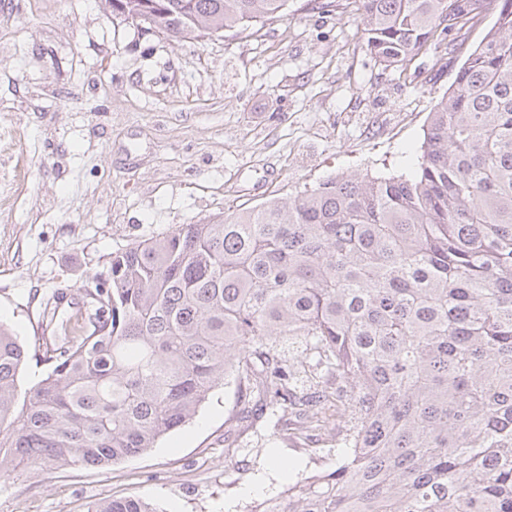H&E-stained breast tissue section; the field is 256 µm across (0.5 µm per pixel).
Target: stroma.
I'll list each match as a JSON object with an SVG mask.
<instances>
[{"mask_svg": "<svg viewBox=\"0 0 512 512\" xmlns=\"http://www.w3.org/2000/svg\"><path fill=\"white\" fill-rule=\"evenodd\" d=\"M485 31L388 68L352 0H293L241 35L181 42L103 0H0V322L28 352L21 389L49 370L34 350L59 333L50 309L74 315L113 252L331 177L411 174L435 101ZM330 441L311 422L273 427L222 385L148 453L10 471L0 512H89L127 496L158 512H287L271 455L331 471Z\"/></svg>", "mask_w": 512, "mask_h": 512, "instance_id": "1", "label": "stroma"}]
</instances>
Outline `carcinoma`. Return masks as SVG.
I'll return each mask as SVG.
<instances>
[{
    "instance_id": "carcinoma-1",
    "label": "carcinoma",
    "mask_w": 512,
    "mask_h": 512,
    "mask_svg": "<svg viewBox=\"0 0 512 512\" xmlns=\"http://www.w3.org/2000/svg\"><path fill=\"white\" fill-rule=\"evenodd\" d=\"M108 2L184 41L290 0ZM354 2L388 67L495 11L415 174L329 178L112 253L24 393L27 352L0 323V478L146 453L232 380L281 419L335 396L336 469L288 486V512H512V0Z\"/></svg>"
}]
</instances>
